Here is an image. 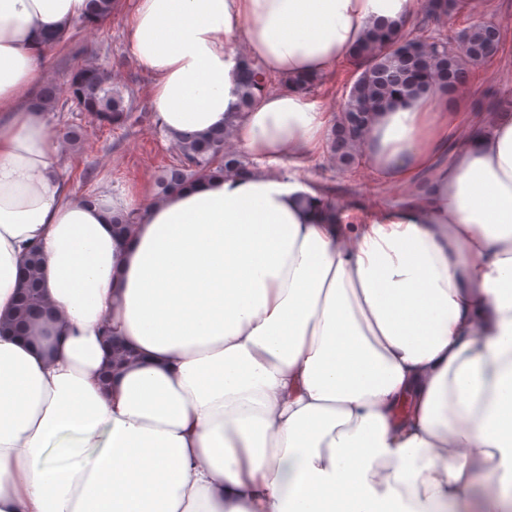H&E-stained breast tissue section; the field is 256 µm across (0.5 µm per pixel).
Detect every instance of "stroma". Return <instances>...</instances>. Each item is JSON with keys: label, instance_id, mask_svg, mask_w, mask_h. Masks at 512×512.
Here are the masks:
<instances>
[{"label": "stroma", "instance_id": "obj_1", "mask_svg": "<svg viewBox=\"0 0 512 512\" xmlns=\"http://www.w3.org/2000/svg\"><path fill=\"white\" fill-rule=\"evenodd\" d=\"M470 9L444 20L445 28L460 30L471 19L495 22L503 39L497 55L473 69L471 83L454 103L462 119L453 145H462L467 137L481 131L496 109L500 92H512V0H469ZM125 16L115 13L100 28L83 30L79 35L87 53L97 56L112 73L116 85L134 92L140 109L150 106L151 79L137 65L124 40ZM89 140L83 150L64 153L66 176L76 194L89 193L99 179H106L113 195L128 193L136 186L154 187L158 171L171 163L170 143L164 133L142 125L126 133L89 127ZM305 179L337 188L338 197L352 204L373 201L389 208H399L415 194V187L389 186L379 182L370 170L361 175L339 171L328 153H321L302 168Z\"/></svg>", "mask_w": 512, "mask_h": 512}]
</instances>
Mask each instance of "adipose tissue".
I'll return each mask as SVG.
<instances>
[{"mask_svg": "<svg viewBox=\"0 0 512 512\" xmlns=\"http://www.w3.org/2000/svg\"><path fill=\"white\" fill-rule=\"evenodd\" d=\"M86 8L0 0V512H450L479 472L475 512L511 507L512 118L452 150L441 91L377 112L365 166L431 189L356 221L276 171L331 126L293 79L415 0H126L160 127L232 126L269 168L90 203L31 105L45 38ZM245 54L286 84L237 117ZM32 247L48 313L18 338Z\"/></svg>", "mask_w": 512, "mask_h": 512, "instance_id": "ef3b65f1", "label": "adipose tissue"}]
</instances>
